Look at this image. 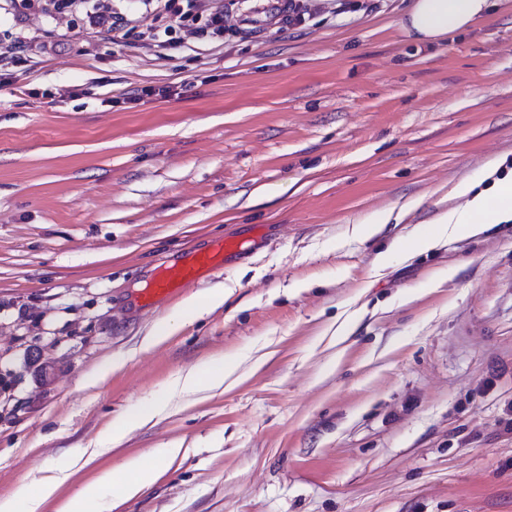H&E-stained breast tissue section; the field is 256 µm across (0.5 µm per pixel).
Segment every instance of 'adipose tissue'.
<instances>
[{
	"mask_svg": "<svg viewBox=\"0 0 512 512\" xmlns=\"http://www.w3.org/2000/svg\"><path fill=\"white\" fill-rule=\"evenodd\" d=\"M490 0H412L401 20V30L410 40L434 43L468 29L491 9ZM498 161H489L486 169L493 174L490 185L481 179L463 180L448 192L455 207L445 210L430 225L415 228L406 239L408 255L414 256L433 249L439 240L473 238L490 225L512 221V177H497ZM233 372L232 366L214 359L178 377L174 388L181 393L216 391L222 389ZM180 446L166 445L153 451L152 463L140 458L128 460L119 471H101L79 494L60 506V512H111L108 493L111 487L122 486L132 496L153 483L158 462L176 458ZM81 460L80 455L61 458L54 477L43 481L39 496L22 493L0 502V512H37L43 500L55 495L69 471Z\"/></svg>",
	"mask_w": 512,
	"mask_h": 512,
	"instance_id": "1",
	"label": "adipose tissue"
}]
</instances>
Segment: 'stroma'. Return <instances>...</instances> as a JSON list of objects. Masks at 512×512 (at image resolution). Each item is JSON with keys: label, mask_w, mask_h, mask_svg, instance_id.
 Instances as JSON below:
<instances>
[{"label": "stroma", "mask_w": 512, "mask_h": 512, "mask_svg": "<svg viewBox=\"0 0 512 512\" xmlns=\"http://www.w3.org/2000/svg\"><path fill=\"white\" fill-rule=\"evenodd\" d=\"M347 2L288 27L269 0H224L238 32L162 50L144 21L20 31L0 0V41L50 48L0 60V501L158 399L39 512L178 441L113 512H512V222L375 264L487 160L512 170V8L429 45L399 29L410 0ZM256 226L264 243L208 279L138 298L159 259ZM218 357L229 389L171 392ZM228 296L229 293L225 290L212 291L203 297L194 296L187 301L181 314L185 317L208 312L212 308L224 304Z\"/></svg>", "instance_id": "obj_1"}]
</instances>
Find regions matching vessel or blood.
<instances>
[{"label": "vessel or blood", "instance_id": "1", "mask_svg": "<svg viewBox=\"0 0 512 512\" xmlns=\"http://www.w3.org/2000/svg\"><path fill=\"white\" fill-rule=\"evenodd\" d=\"M247 249L245 240L224 238L185 250L177 258L164 260L155 267L142 298L149 303L158 297L175 293L180 288L202 280L206 274L223 267L230 256Z\"/></svg>", "mask_w": 512, "mask_h": 512}]
</instances>
